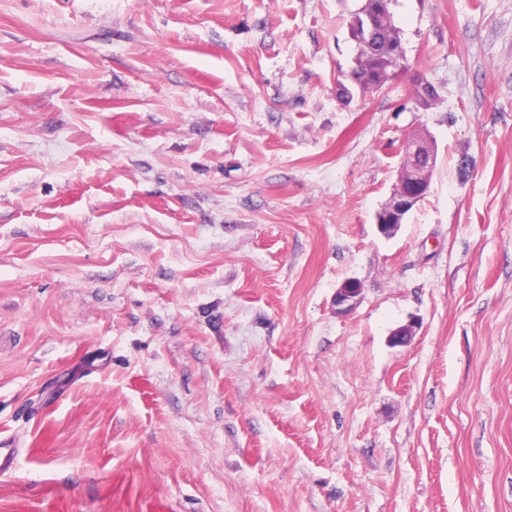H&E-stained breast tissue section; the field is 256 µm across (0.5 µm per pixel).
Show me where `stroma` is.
<instances>
[{
  "instance_id": "35a3bbf8",
  "label": "stroma",
  "mask_w": 512,
  "mask_h": 512,
  "mask_svg": "<svg viewBox=\"0 0 512 512\" xmlns=\"http://www.w3.org/2000/svg\"><path fill=\"white\" fill-rule=\"evenodd\" d=\"M362 4L0 0V512H512V0ZM353 22L354 17L350 22V33L359 51L348 78L352 77L359 83L357 88L362 93L378 90L387 81L389 69L394 65L392 52L394 47L401 43L399 30L393 20L390 28L375 32L390 23L389 14L379 9L365 12L356 20L368 35L375 32L370 39L362 30H357ZM369 75H372L373 79L366 80ZM405 157L412 160L407 171V179L400 188L398 180L390 197L382 206L383 221L376 222L378 231L385 237H393L405 217L429 193L431 188L432 171L436 165V150L433 142L427 137L416 136L408 139L404 145ZM430 180L428 178L429 171ZM363 291L362 283L358 280L348 279L336 289L333 304L338 313H350L360 303Z\"/></svg>"
}]
</instances>
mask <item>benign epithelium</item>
<instances>
[{
    "label": "benign epithelium",
    "instance_id": "obj_1",
    "mask_svg": "<svg viewBox=\"0 0 512 512\" xmlns=\"http://www.w3.org/2000/svg\"><path fill=\"white\" fill-rule=\"evenodd\" d=\"M368 34H371L390 23V16L378 9L364 13L356 20ZM405 157L412 160L407 171V179L397 192H392L382 206L383 221L377 224L378 231L392 237L404 223L405 217L429 193L431 180L429 171L436 165V150L433 142L427 137L416 136L405 143ZM363 291L362 283L348 279L342 282L333 298L338 313H350L360 303Z\"/></svg>",
    "mask_w": 512,
    "mask_h": 512
}]
</instances>
